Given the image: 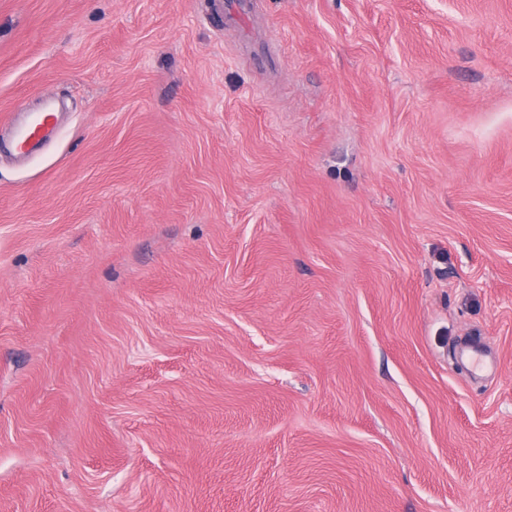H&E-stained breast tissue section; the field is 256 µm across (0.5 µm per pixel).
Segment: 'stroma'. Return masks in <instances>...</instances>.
Returning a JSON list of instances; mask_svg holds the SVG:
<instances>
[{
  "instance_id": "obj_1",
  "label": "stroma",
  "mask_w": 512,
  "mask_h": 512,
  "mask_svg": "<svg viewBox=\"0 0 512 512\" xmlns=\"http://www.w3.org/2000/svg\"><path fill=\"white\" fill-rule=\"evenodd\" d=\"M224 2L0 0V512H512V0ZM55 113L47 110L37 112L18 132L15 148L19 153L28 154L40 143L55 138L58 134Z\"/></svg>"
}]
</instances>
